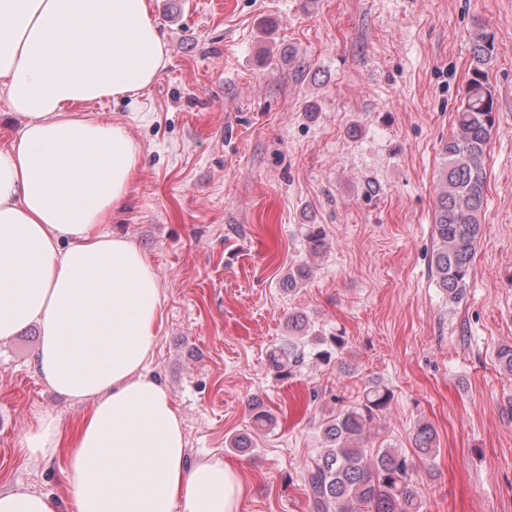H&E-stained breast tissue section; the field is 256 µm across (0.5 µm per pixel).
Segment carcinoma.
Segmentation results:
<instances>
[{"mask_svg":"<svg viewBox=\"0 0 512 512\" xmlns=\"http://www.w3.org/2000/svg\"><path fill=\"white\" fill-rule=\"evenodd\" d=\"M471 63L463 97L454 118V130L442 147L439 172L440 192L435 210L432 257L436 284L450 300L460 299L473 269L476 246L483 238L480 211L485 196V158L491 132L496 125V108L490 83L494 56L492 36L480 28L470 36ZM308 245L313 253L325 249L326 234L318 224L308 228ZM309 266L288 271L286 283L293 291L304 284ZM307 328L302 314L288 316V339L268 356L269 365L286 378L306 358L300 333ZM313 358L330 363L345 344L342 336H313ZM393 399V391L379 381L367 382L361 399L339 406L320 426L323 449L313 459L304 478L315 512H422L415 489L418 468L431 463L438 453L431 424L419 422L409 452L395 448L364 446L365 433L376 423ZM253 431L273 425L264 405L249 407Z\"/></svg>","mask_w":512,"mask_h":512,"instance_id":"cac0c4a2","label":"carcinoma"}]
</instances>
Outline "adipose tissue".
<instances>
[{
    "instance_id": "adipose-tissue-1",
    "label": "adipose tissue",
    "mask_w": 512,
    "mask_h": 512,
    "mask_svg": "<svg viewBox=\"0 0 512 512\" xmlns=\"http://www.w3.org/2000/svg\"><path fill=\"white\" fill-rule=\"evenodd\" d=\"M167 64L149 0H0V99L22 122L0 148V340L40 329L37 371L82 402L26 437L67 451L73 512H239V469L186 466L182 417L149 371L163 316L150 257L108 231L139 149L127 125L82 104L135 97Z\"/></svg>"
}]
</instances>
